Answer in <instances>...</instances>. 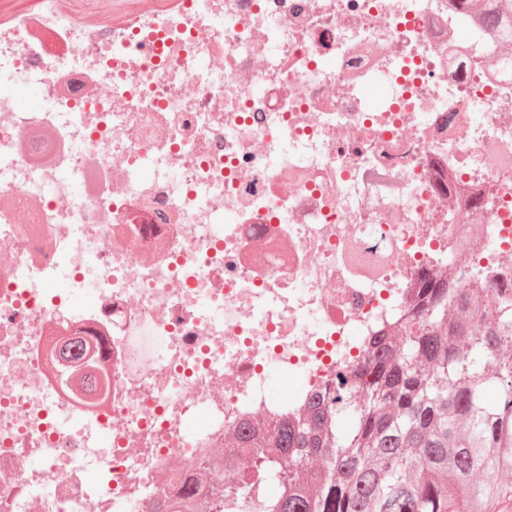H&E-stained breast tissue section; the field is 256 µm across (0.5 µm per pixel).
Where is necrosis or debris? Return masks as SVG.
Here are the masks:
<instances>
[{"mask_svg": "<svg viewBox=\"0 0 512 512\" xmlns=\"http://www.w3.org/2000/svg\"><path fill=\"white\" fill-rule=\"evenodd\" d=\"M496 4L144 2L101 38L0 31V512H156L229 434L333 392L424 276L498 303Z\"/></svg>", "mask_w": 512, "mask_h": 512, "instance_id": "4bbe7bcc", "label": "necrosis or debris"}]
</instances>
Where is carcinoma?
Masks as SVG:
<instances>
[{
	"label": "carcinoma",
	"instance_id": "1",
	"mask_svg": "<svg viewBox=\"0 0 512 512\" xmlns=\"http://www.w3.org/2000/svg\"><path fill=\"white\" fill-rule=\"evenodd\" d=\"M487 22L511 39L512 0ZM422 296L327 403L231 437L261 452L206 456L175 512L244 506L237 485L214 484L226 467L262 476L248 485L252 512H512V485L498 481L512 472V295L491 308L448 269L423 279Z\"/></svg>",
	"mask_w": 512,
	"mask_h": 512
}]
</instances>
